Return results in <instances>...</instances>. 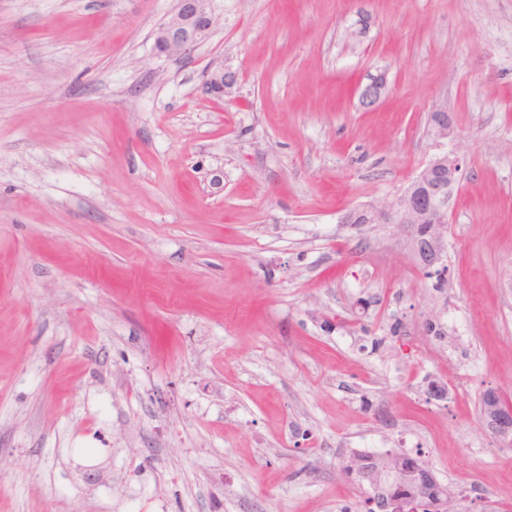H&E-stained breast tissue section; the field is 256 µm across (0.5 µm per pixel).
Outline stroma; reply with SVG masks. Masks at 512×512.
I'll list each match as a JSON object with an SVG mask.
<instances>
[{
  "label": "stroma",
  "mask_w": 512,
  "mask_h": 512,
  "mask_svg": "<svg viewBox=\"0 0 512 512\" xmlns=\"http://www.w3.org/2000/svg\"><path fill=\"white\" fill-rule=\"evenodd\" d=\"M176 7L0 0V512H357L374 436L512 512L480 415L512 403V0H215L168 57ZM441 106L439 293L404 227L341 218L405 192ZM213 0H180L177 10L157 33L155 45L167 56L191 54L210 34ZM387 89V78L385 73H378L369 78V81L360 88V105L369 109L377 104ZM429 135L432 137L435 145L439 148L447 145L448 138L454 133L452 118L448 110L440 109L431 113L429 119Z\"/></svg>",
  "instance_id": "stroma-1"
}]
</instances>
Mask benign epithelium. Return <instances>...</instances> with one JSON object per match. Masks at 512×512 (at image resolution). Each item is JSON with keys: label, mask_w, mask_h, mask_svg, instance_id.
<instances>
[{"label": "benign epithelium", "mask_w": 512, "mask_h": 512, "mask_svg": "<svg viewBox=\"0 0 512 512\" xmlns=\"http://www.w3.org/2000/svg\"><path fill=\"white\" fill-rule=\"evenodd\" d=\"M213 0H179L177 10L157 33L155 45L159 53L167 56L191 54L210 34L214 24ZM211 95L221 97L233 87L235 76L222 71L212 74ZM387 89V78L378 73L360 88V105L369 109L377 104ZM429 135L441 152L434 154L408 190L395 203L377 208L374 206L354 210L346 222L354 224L361 215L368 224H402L409 230V249L413 258L425 271L442 269L444 242L447 237L448 213L453 197L460 159L455 152L442 150L454 133L448 110L431 113ZM483 424L504 448L512 447V404L503 400L495 390L485 392L481 407ZM401 478L415 477V489L405 496L392 495L376 498L379 512H448L451 501L446 497H431L427 488L438 484L431 466L422 463L418 467L398 471Z\"/></svg>", "instance_id": "obj_1"}]
</instances>
